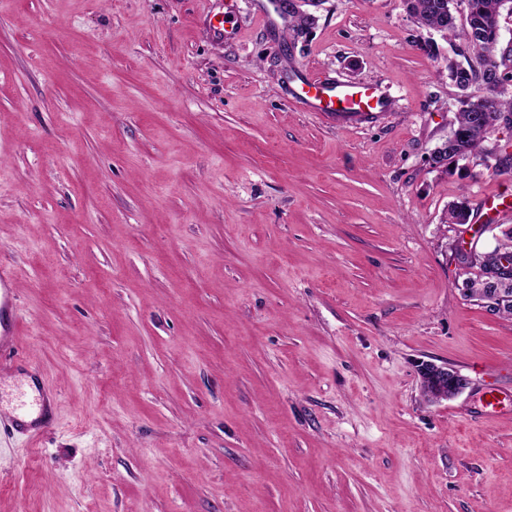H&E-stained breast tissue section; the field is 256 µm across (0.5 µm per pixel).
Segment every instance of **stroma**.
<instances>
[{
	"instance_id": "stroma-1",
	"label": "stroma",
	"mask_w": 512,
	"mask_h": 512,
	"mask_svg": "<svg viewBox=\"0 0 512 512\" xmlns=\"http://www.w3.org/2000/svg\"><path fill=\"white\" fill-rule=\"evenodd\" d=\"M313 14L0 0V264L56 418L0 438V512H512V318L456 258L512 168L432 165L459 91L401 0ZM305 73L387 110L309 111ZM271 3L278 11L288 16L290 28L293 31L303 30L314 21L311 14H306L303 11L288 12V9H298L299 6L303 3L301 0H292L289 2V4L284 0H271ZM417 367L422 391L432 401L451 400L469 385L465 376L448 365L422 361Z\"/></svg>"
}]
</instances>
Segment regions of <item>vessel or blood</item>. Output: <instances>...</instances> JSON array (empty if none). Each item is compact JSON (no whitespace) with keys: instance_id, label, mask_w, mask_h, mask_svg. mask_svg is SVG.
<instances>
[{"instance_id":"b4317fda","label":"vessel or blood","mask_w":512,"mask_h":512,"mask_svg":"<svg viewBox=\"0 0 512 512\" xmlns=\"http://www.w3.org/2000/svg\"><path fill=\"white\" fill-rule=\"evenodd\" d=\"M301 86L306 102L316 112L372 116L384 107L375 89L368 85L312 78L302 81ZM12 282V272L0 267V347L13 342L17 328L19 313ZM46 404L47 399L41 393L33 398L21 396L9 415L0 417V435H11L26 428L28 417L43 414Z\"/></svg>"}]
</instances>
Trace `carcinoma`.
Listing matches in <instances>:
<instances>
[{
	"instance_id": "cac0c4a2",
	"label": "carcinoma",
	"mask_w": 512,
	"mask_h": 512,
	"mask_svg": "<svg viewBox=\"0 0 512 512\" xmlns=\"http://www.w3.org/2000/svg\"><path fill=\"white\" fill-rule=\"evenodd\" d=\"M454 0H404L406 10L421 28L437 29L448 43L463 47L457 65H448V76L463 91L457 100L456 121L448 141L436 149L431 161L438 166L458 163L482 151V144L496 132V117L512 116V95L495 91L498 84L508 79L503 69L479 71L472 62L491 55L512 56L511 47H502L497 28L504 11V0H465L463 22H458ZM485 86L487 99L479 102L470 93L473 86ZM480 275L468 280L466 287L477 299L494 296L496 285L489 283L486 272L498 267L500 260L512 257V228L498 245L486 252L474 254Z\"/></svg>"
}]
</instances>
